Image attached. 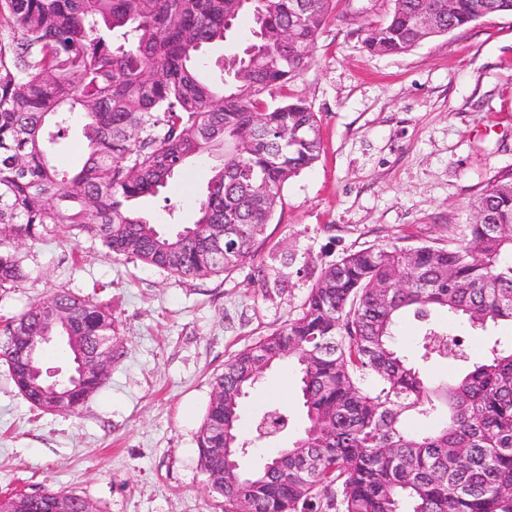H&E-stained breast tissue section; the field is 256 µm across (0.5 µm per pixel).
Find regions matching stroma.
Returning a JSON list of instances; mask_svg holds the SVG:
<instances>
[{
    "instance_id": "35a3bbf8",
    "label": "stroma",
    "mask_w": 512,
    "mask_h": 512,
    "mask_svg": "<svg viewBox=\"0 0 512 512\" xmlns=\"http://www.w3.org/2000/svg\"><path fill=\"white\" fill-rule=\"evenodd\" d=\"M391 7L338 0L307 67L273 90L271 102L301 98L316 112L322 152L286 183L253 260L183 279L113 257L88 237L20 244L30 277L0 296V317L65 283L111 308L122 345L105 383L73 415L32 408L0 362V497L49 488L75 492L97 512H222L196 437L225 364L296 318L321 270L345 253L458 242L471 202L512 167V14L405 53L369 52L365 30ZM211 167L195 159L163 195L141 200L151 223L166 233L192 225ZM258 265L273 269L267 283L254 281ZM447 326L473 361L512 343L511 322L474 330L433 311L403 315L397 346L417 358L425 330ZM272 406L287 409V435H298L293 366L265 372L244 400V424Z\"/></svg>"
}]
</instances>
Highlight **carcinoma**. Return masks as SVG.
<instances>
[{
    "label": "carcinoma",
    "mask_w": 512,
    "mask_h": 512,
    "mask_svg": "<svg viewBox=\"0 0 512 512\" xmlns=\"http://www.w3.org/2000/svg\"><path fill=\"white\" fill-rule=\"evenodd\" d=\"M479 0H392L385 21L367 27L364 47L395 54L480 19ZM304 20H296L301 4ZM237 0H0V294L29 278L16 243L64 231L98 239L118 257L178 277L207 278L255 256L290 178L311 166L321 144L305 100L265 94L303 70L334 0H252L264 39L246 61L224 58L221 85L201 51L227 39ZM428 15L424 29L417 18ZM83 122L86 160L72 176L52 146L69 121ZM224 154L198 200L197 220L164 234L136 203L155 196L197 157ZM234 222L238 236L217 241ZM439 309L485 328L512 322V168L498 171L471 204L459 243L448 248L385 245L344 254L313 283L301 314L225 364L213 383L197 436L201 470L224 512H512V344L495 343L453 383L433 387L395 346L407 311ZM70 322L90 354L114 356L112 311L65 285L3 320L0 358L35 408L76 413L109 374L86 371L67 391L37 386L15 358L11 336L43 366L49 316ZM434 355L468 357L421 340ZM293 364L299 373L303 434L255 470L256 487L224 480L213 464L218 437L241 462L243 399L256 365ZM413 413L444 414L426 433ZM466 449L460 459L457 449ZM69 492L43 490L40 504L0 499V512H40Z\"/></svg>",
    "instance_id": "obj_1"
}]
</instances>
